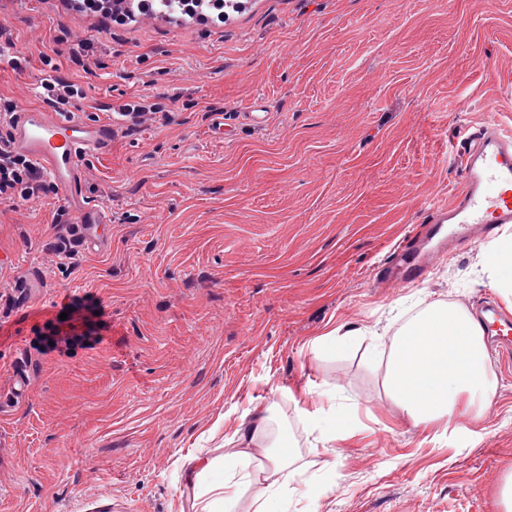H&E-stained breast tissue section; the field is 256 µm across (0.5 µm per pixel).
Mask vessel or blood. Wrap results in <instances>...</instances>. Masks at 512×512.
<instances>
[{"label":"vessel or blood","instance_id":"b4317fda","mask_svg":"<svg viewBox=\"0 0 512 512\" xmlns=\"http://www.w3.org/2000/svg\"><path fill=\"white\" fill-rule=\"evenodd\" d=\"M0 126L7 130L0 137V153L35 164L71 212L75 233L63 240V250L74 252L103 243L109 220L103 209L85 201V161L111 146L119 123L91 121L47 101L1 113ZM504 224H512V129L491 118L469 137L459 182L448 203L431 212L419 234L392 249L376 279L387 285L423 281L432 257L423 253L421 239L447 237L449 250L456 251ZM476 318L488 335L505 339L512 335V313L498 304H486Z\"/></svg>","mask_w":512,"mask_h":512}]
</instances>
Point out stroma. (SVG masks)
<instances>
[{
  "mask_svg": "<svg viewBox=\"0 0 512 512\" xmlns=\"http://www.w3.org/2000/svg\"><path fill=\"white\" fill-rule=\"evenodd\" d=\"M0 41L16 57L0 64V113L40 104L56 77L92 121L113 99L162 111L86 163L107 246L60 249L54 188L0 200V512H197L185 458L257 405L309 462L315 512H494L512 365L492 362L483 438L436 443L380 406L369 332L494 292L477 244L417 284L373 274L447 203L464 132L512 127V0H254L223 28L117 27L71 0H0ZM257 100L260 126L244 118ZM86 294L104 308L102 342L33 349ZM335 327L355 344L314 354ZM306 390L357 413L330 452L296 413Z\"/></svg>",
  "mask_w": 512,
  "mask_h": 512,
  "instance_id": "obj_1",
  "label": "stroma"
}]
</instances>
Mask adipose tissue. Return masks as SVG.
<instances>
[{"mask_svg":"<svg viewBox=\"0 0 512 512\" xmlns=\"http://www.w3.org/2000/svg\"><path fill=\"white\" fill-rule=\"evenodd\" d=\"M483 264L499 295L512 305L511 233L485 246ZM377 359L382 393L399 409L403 423L429 430L437 441L463 432L481 438L476 424L498 380L484 331L467 309L430 303L382 344ZM324 400V394L307 391L296 402L299 418L317 446L349 433L354 422L352 413L345 412L333 428L323 426ZM267 426L266 412L257 411L225 439L222 454L189 456L187 476L199 512H235L247 495L254 512H267L271 498L288 495L291 484L305 483V464L287 444L268 445Z\"/></svg>","mask_w":512,"mask_h":512,"instance_id":"adipose-tissue-1","label":"adipose tissue"}]
</instances>
